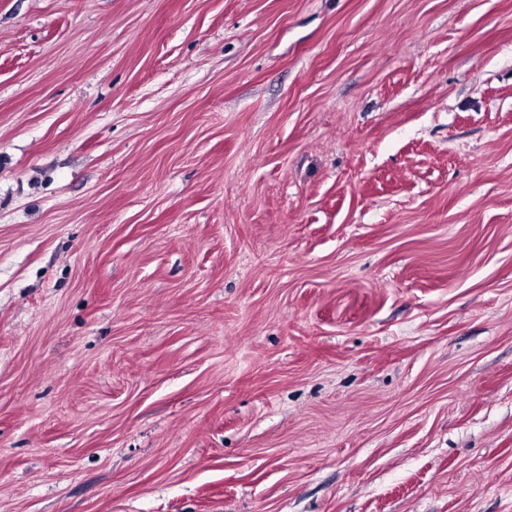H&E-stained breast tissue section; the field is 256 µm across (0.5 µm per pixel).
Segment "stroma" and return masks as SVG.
<instances>
[{
  "mask_svg": "<svg viewBox=\"0 0 512 512\" xmlns=\"http://www.w3.org/2000/svg\"><path fill=\"white\" fill-rule=\"evenodd\" d=\"M0 512H512V0H0Z\"/></svg>",
  "mask_w": 512,
  "mask_h": 512,
  "instance_id": "35a3bbf8",
  "label": "stroma"
}]
</instances>
